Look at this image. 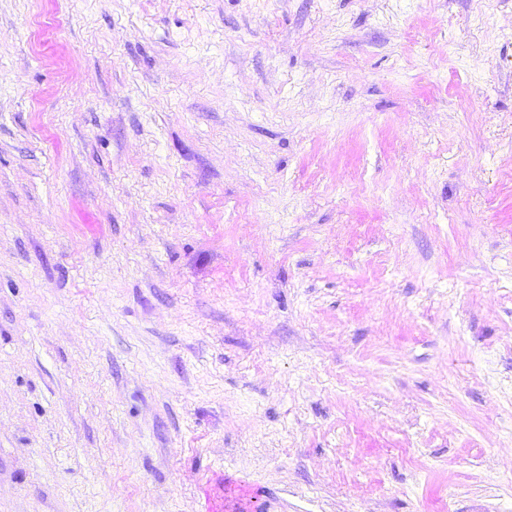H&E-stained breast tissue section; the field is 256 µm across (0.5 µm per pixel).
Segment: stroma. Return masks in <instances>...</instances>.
<instances>
[{"label": "stroma", "instance_id": "35a3bbf8", "mask_svg": "<svg viewBox=\"0 0 512 512\" xmlns=\"http://www.w3.org/2000/svg\"><path fill=\"white\" fill-rule=\"evenodd\" d=\"M0 512H512V0H0Z\"/></svg>", "mask_w": 512, "mask_h": 512}]
</instances>
